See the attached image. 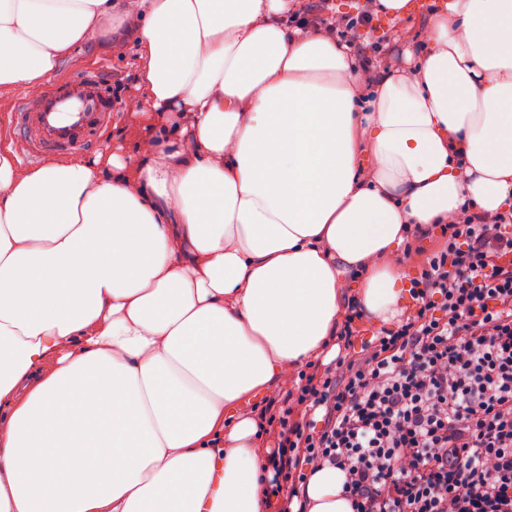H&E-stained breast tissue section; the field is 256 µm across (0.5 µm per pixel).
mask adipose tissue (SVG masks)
<instances>
[{"label":"adipose tissue","mask_w":512,"mask_h":512,"mask_svg":"<svg viewBox=\"0 0 512 512\" xmlns=\"http://www.w3.org/2000/svg\"><path fill=\"white\" fill-rule=\"evenodd\" d=\"M118 13L143 59L133 153L0 154V512H261L227 410L317 359L362 266L386 323L407 224L512 204V0H446L408 68L288 20L287 0H0L27 91ZM345 473L309 512H352Z\"/></svg>","instance_id":"ef3b65f1"}]
</instances>
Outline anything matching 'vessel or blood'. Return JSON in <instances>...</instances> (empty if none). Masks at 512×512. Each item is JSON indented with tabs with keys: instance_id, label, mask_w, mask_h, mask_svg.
Segmentation results:
<instances>
[{
	"instance_id": "vessel-or-blood-1",
	"label": "vessel or blood",
	"mask_w": 512,
	"mask_h": 512,
	"mask_svg": "<svg viewBox=\"0 0 512 512\" xmlns=\"http://www.w3.org/2000/svg\"><path fill=\"white\" fill-rule=\"evenodd\" d=\"M117 111L106 68L99 65L51 83L37 101L20 102L10 122L30 139L32 148L25 160L34 163L47 151H87L93 136L111 123Z\"/></svg>"
}]
</instances>
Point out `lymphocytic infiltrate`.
<instances>
[{
    "instance_id": "obj_1",
    "label": "lymphocytic infiltrate",
    "mask_w": 512,
    "mask_h": 512,
    "mask_svg": "<svg viewBox=\"0 0 512 512\" xmlns=\"http://www.w3.org/2000/svg\"><path fill=\"white\" fill-rule=\"evenodd\" d=\"M432 231L411 308L358 345L348 299L334 364L302 365L260 412L265 512H308L327 466L353 512H512V210L467 202Z\"/></svg>"
}]
</instances>
